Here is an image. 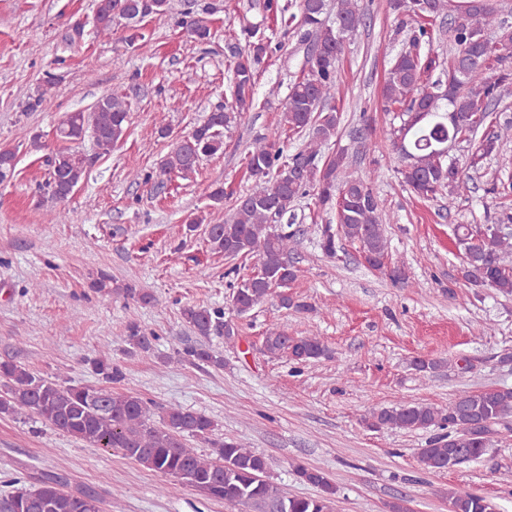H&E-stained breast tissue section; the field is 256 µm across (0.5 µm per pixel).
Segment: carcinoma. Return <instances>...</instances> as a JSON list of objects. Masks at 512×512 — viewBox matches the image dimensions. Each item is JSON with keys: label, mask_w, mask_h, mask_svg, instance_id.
Segmentation results:
<instances>
[{"label": "carcinoma", "mask_w": 512, "mask_h": 512, "mask_svg": "<svg viewBox=\"0 0 512 512\" xmlns=\"http://www.w3.org/2000/svg\"><path fill=\"white\" fill-rule=\"evenodd\" d=\"M327 0H300V16H286L279 0H266L265 10L274 20L297 22L300 39L308 43V71L290 86L282 122L294 134L305 133L309 141L285 160L276 148L279 131L259 140L249 151L247 171L257 187L235 201L233 216L208 227L213 251L227 259L255 255L258 267L241 279L232 294V307L242 316L279 290L284 308L308 310L295 300L288 288L297 279L289 254L297 243L288 213L295 202L314 192L318 208L334 214L336 224L320 225L319 246L329 258L336 256L342 242L359 245L368 264L380 269L389 259L388 244L380 224L378 197L366 180L349 172L345 150L323 156L322 144L336 136L341 121L335 98L344 35L365 24L366 14L357 0H336V23L323 15ZM169 0H96L95 34L112 36V28L127 18L134 23L160 18ZM389 7L398 29L410 34V46L392 61L381 89L385 111L399 106L400 125L393 129V148L408 155L398 169L402 183L422 198L448 192V205L471 192L472 174L500 153L502 142L512 138V121L492 119L495 106L512 97V27L501 18L494 0H390ZM219 5L192 0L185 16L190 34L206 43L214 33L206 16ZM439 17L448 20L454 51L448 60L421 50L430 41L425 22ZM227 49L232 59V92L235 106L219 107L197 125L182 144H177L160 161L159 175L189 172L200 159L217 153L224 144V129L250 111L254 104L257 66L267 54L265 37L253 31L240 42L228 33ZM456 72V84L444 94L443 76ZM64 76L47 71L37 90L23 104L24 112L41 110L47 97L61 85ZM129 121L127 93L114 89L99 99L90 111L65 112L56 127L62 141L78 142L89 136L97 152L59 151L48 157L45 191L63 203L85 179L96 159L107 155L124 136ZM480 141L468 150L465 171L444 155L452 141L471 143L479 131ZM16 153L0 149V181L14 174ZM493 224H458L454 237L463 249L460 274L473 288H491L512 296V230ZM183 320L199 336L222 333L228 340L238 335L235 324L224 319V309L186 306ZM127 341L141 353H150L155 337L142 333L139 325H126ZM264 350L273 357L286 354L297 364L329 356L319 336H293L276 324L268 326ZM183 357L192 364L220 369L224 357L203 344L188 345ZM91 368L102 382H119L124 374L107 356L91 360ZM0 381L7 387L0 397V414L28 412L54 430L89 445L111 450L146 469L162 473L204 496L224 500L256 512H330L336 488L324 472L300 466L298 476L316 487L315 496H287L267 479V459L233 440H209L215 428L207 415L184 408H170L152 420L149 402L141 397L114 395L107 387L64 385L35 375L10 361L0 362ZM512 415V388L492 387L464 392L437 407L421 402H404L374 410L364 418L373 430H420L438 428L419 449L424 469L443 472L476 462L488 454L496 426ZM190 438L211 441L214 456H205L188 446ZM450 512H497L487 497L473 492H448ZM103 499L91 491L63 490L62 477L51 475L31 488L20 487L4 504V512H103Z\"/></svg>", "instance_id": "obj_1"}]
</instances>
